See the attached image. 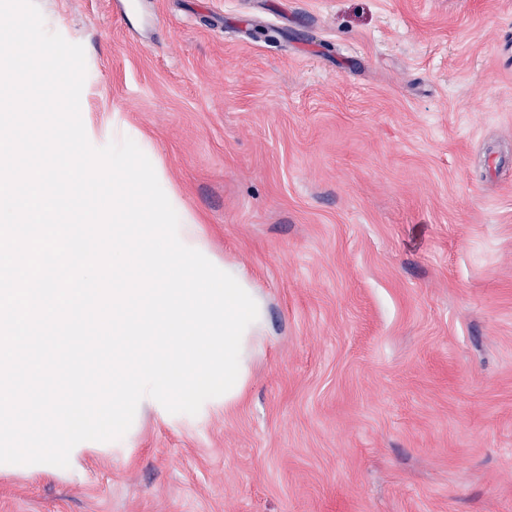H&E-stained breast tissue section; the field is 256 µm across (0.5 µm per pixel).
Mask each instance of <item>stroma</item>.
I'll return each mask as SVG.
<instances>
[{
    "mask_svg": "<svg viewBox=\"0 0 512 512\" xmlns=\"http://www.w3.org/2000/svg\"><path fill=\"white\" fill-rule=\"evenodd\" d=\"M36 4L264 322L233 406L0 463V512H512V0Z\"/></svg>",
    "mask_w": 512,
    "mask_h": 512,
    "instance_id": "stroma-1",
    "label": "stroma"
}]
</instances>
